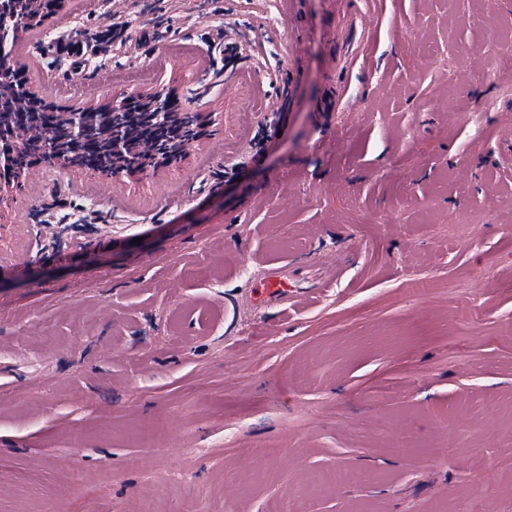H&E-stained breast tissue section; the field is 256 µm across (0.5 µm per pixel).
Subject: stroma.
Listing matches in <instances>:
<instances>
[{
  "label": "stroma",
  "mask_w": 512,
  "mask_h": 512,
  "mask_svg": "<svg viewBox=\"0 0 512 512\" xmlns=\"http://www.w3.org/2000/svg\"><path fill=\"white\" fill-rule=\"evenodd\" d=\"M367 10L375 49L342 70L336 0H64L7 45L59 107L147 68L138 92L212 119L147 178L59 167L0 201V512H135L162 481L158 512H512V0ZM220 30L253 36L254 83H198ZM256 94L287 121L225 177ZM64 215L105 242L23 257ZM344 253L302 305L243 301L270 263ZM331 469L368 478L297 496Z\"/></svg>",
  "instance_id": "obj_1"
}]
</instances>
